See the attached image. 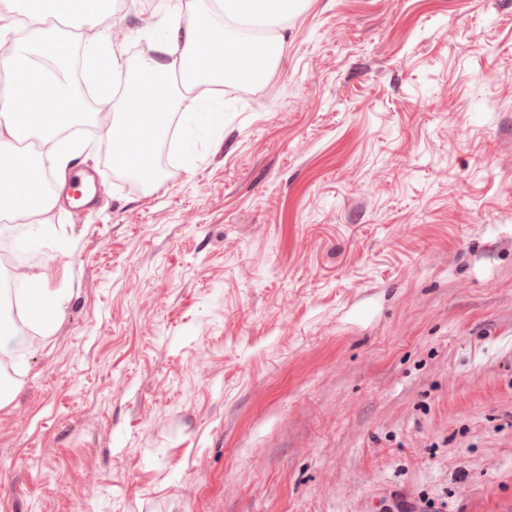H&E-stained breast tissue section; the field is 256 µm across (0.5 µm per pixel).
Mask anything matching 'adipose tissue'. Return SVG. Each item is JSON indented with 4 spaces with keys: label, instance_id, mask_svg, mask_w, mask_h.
Returning a JSON list of instances; mask_svg holds the SVG:
<instances>
[{
    "label": "adipose tissue",
    "instance_id": "1",
    "mask_svg": "<svg viewBox=\"0 0 512 512\" xmlns=\"http://www.w3.org/2000/svg\"><path fill=\"white\" fill-rule=\"evenodd\" d=\"M302 0H210L203 9L186 11L183 0H149L154 27L161 31L138 64L128 71L124 91L114 82L118 63L106 23L112 17L96 0H0V71L12 80L0 95V216L34 223L60 200L42 180L45 158H55L67 173L81 150L61 138L85 108L60 61L81 64L84 79L95 85L93 102L101 127L100 149L122 160L147 184L153 174L154 149L174 115L189 123L203 121L202 107L224 93V82L237 78L253 85L267 81L280 56V42L270 36L243 40L239 27L264 28L284 23ZM69 17L88 36L72 44L51 37L52 21ZM122 139H114V130ZM40 254H32L20 276L29 284L30 316L49 321L40 300L59 308L62 295L44 288L38 274Z\"/></svg>",
    "mask_w": 512,
    "mask_h": 512
}]
</instances>
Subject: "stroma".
I'll use <instances>...</instances> for the list:
<instances>
[{"mask_svg": "<svg viewBox=\"0 0 512 512\" xmlns=\"http://www.w3.org/2000/svg\"><path fill=\"white\" fill-rule=\"evenodd\" d=\"M122 68L148 50L121 0ZM512 0H307L157 189L0 230L65 298L0 512H512Z\"/></svg>", "mask_w": 512, "mask_h": 512, "instance_id": "35a3bbf8", "label": "stroma"}]
</instances>
